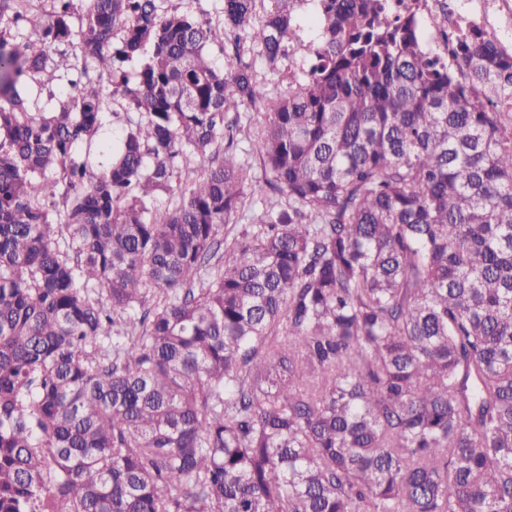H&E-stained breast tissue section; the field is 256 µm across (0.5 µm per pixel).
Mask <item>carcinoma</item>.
I'll return each instance as SVG.
<instances>
[{
    "instance_id": "1",
    "label": "carcinoma",
    "mask_w": 512,
    "mask_h": 512,
    "mask_svg": "<svg viewBox=\"0 0 512 512\" xmlns=\"http://www.w3.org/2000/svg\"><path fill=\"white\" fill-rule=\"evenodd\" d=\"M297 2L0 0V512H512V52ZM162 6L165 11H186L192 10L199 13L203 10L208 14V17L212 20L214 25H217L222 20L220 11L221 2L220 0H163ZM300 65L301 59L299 54L293 59L281 61L276 71H272L265 60L258 59L256 61V72L258 78L268 83L270 88H274L275 91L278 92H284L288 90V82L290 81L288 75L290 69L298 71ZM117 112L118 115H113ZM105 133L107 136L118 138L127 128V115L122 109L119 102H112L109 109L105 112ZM242 115L241 131L237 134L238 148L236 149V156L239 162L244 163L250 171V176L253 182H263L265 179L264 167L259 159L253 152H244L243 149H248L250 146L249 139H254L260 125L264 119L263 112H257L247 106H241L239 109Z\"/></svg>"
}]
</instances>
